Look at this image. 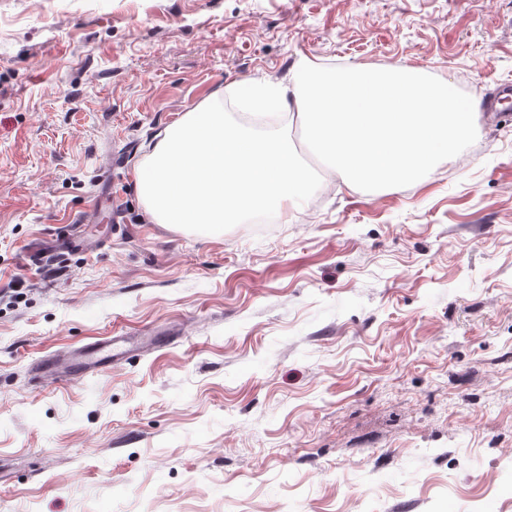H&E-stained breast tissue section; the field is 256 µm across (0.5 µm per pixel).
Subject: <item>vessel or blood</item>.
<instances>
[{
	"label": "vessel or blood",
	"mask_w": 512,
	"mask_h": 512,
	"mask_svg": "<svg viewBox=\"0 0 512 512\" xmlns=\"http://www.w3.org/2000/svg\"><path fill=\"white\" fill-rule=\"evenodd\" d=\"M136 349L121 336H110L95 344L85 345L66 357L47 356L36 362L37 374L51 375L67 382L83 380L89 373L101 370L114 362L130 360Z\"/></svg>",
	"instance_id": "1"
}]
</instances>
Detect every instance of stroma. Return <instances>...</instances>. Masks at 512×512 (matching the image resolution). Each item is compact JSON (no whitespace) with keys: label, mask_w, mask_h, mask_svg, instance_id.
I'll use <instances>...</instances> for the list:
<instances>
[{"label":"stroma","mask_w":512,"mask_h":512,"mask_svg":"<svg viewBox=\"0 0 512 512\" xmlns=\"http://www.w3.org/2000/svg\"><path fill=\"white\" fill-rule=\"evenodd\" d=\"M304 56L478 100L512 0H0V512H512V121L376 195L318 165L272 224L137 196L159 132ZM106 336L153 344L34 375ZM147 344L135 349L123 336H109L93 345H85L66 357L47 356L36 362L37 374L51 375L67 382L83 380L89 373L101 370L116 361L130 360Z\"/></svg>","instance_id":"obj_1"}]
</instances>
